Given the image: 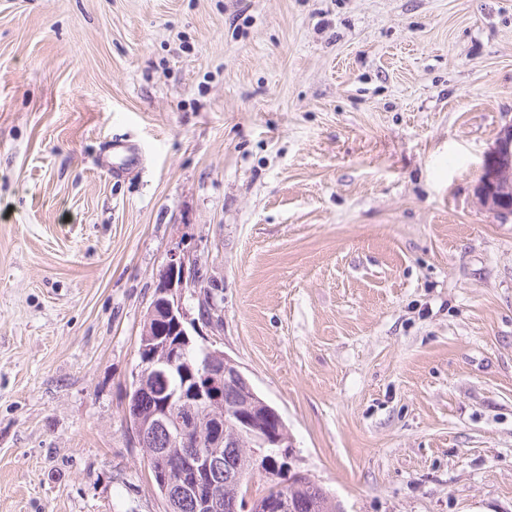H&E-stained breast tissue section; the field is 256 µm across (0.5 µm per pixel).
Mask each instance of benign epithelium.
<instances>
[{
  "label": "benign epithelium",
  "instance_id": "7a95c632",
  "mask_svg": "<svg viewBox=\"0 0 512 512\" xmlns=\"http://www.w3.org/2000/svg\"><path fill=\"white\" fill-rule=\"evenodd\" d=\"M481 203L499 213L497 198L512 195V126L500 131L496 146L487 159L478 185ZM195 284L188 257L174 251L159 275L153 300L145 317L138 349L140 373L135 387L149 393L151 377H180L181 382L149 414L136 409L125 414L126 433L131 446L157 461L156 475L164 485V512H224V491L240 485L243 472L261 473L288 485L305 473L293 465V445L280 413L256 394L236 407L232 418L224 415V382L252 389L240 366L225 353L197 346L190 339L189 318L183 307L185 290ZM172 326L168 336L155 335L157 325ZM204 354L201 364L192 363L190 349ZM179 449L183 466L169 470L154 447L158 437ZM238 449L228 464L220 448ZM268 448L278 449L282 462L272 465ZM253 512H294L291 497L246 504Z\"/></svg>",
  "mask_w": 512,
  "mask_h": 512
}]
</instances>
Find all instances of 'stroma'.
<instances>
[{
    "mask_svg": "<svg viewBox=\"0 0 512 512\" xmlns=\"http://www.w3.org/2000/svg\"><path fill=\"white\" fill-rule=\"evenodd\" d=\"M510 124L512 0H0V512H164L124 411L174 250L341 512H512ZM481 203L498 214V195H512V126L500 131L496 146L487 159L478 185Z\"/></svg>",
    "mask_w": 512,
    "mask_h": 512,
    "instance_id": "1",
    "label": "stroma"
}]
</instances>
